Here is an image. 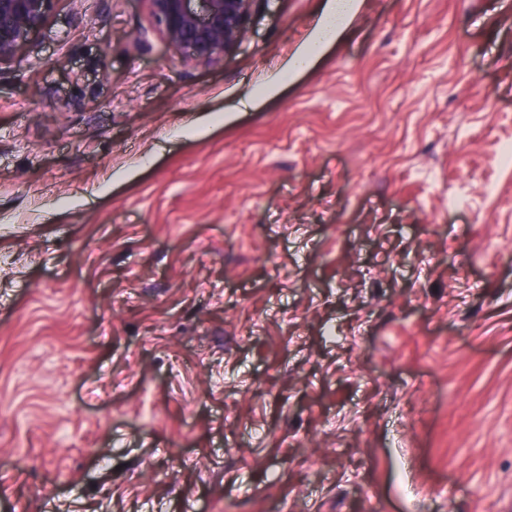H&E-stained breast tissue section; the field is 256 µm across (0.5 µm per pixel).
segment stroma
I'll use <instances>...</instances> for the list:
<instances>
[{
    "instance_id": "obj_1",
    "label": "stroma",
    "mask_w": 512,
    "mask_h": 512,
    "mask_svg": "<svg viewBox=\"0 0 512 512\" xmlns=\"http://www.w3.org/2000/svg\"><path fill=\"white\" fill-rule=\"evenodd\" d=\"M324 3L0 62V512H512V0ZM255 1L147 0L154 25L186 67L221 62L243 39ZM323 13L316 26V34L311 45L296 53L287 63L284 74L299 73L308 69L316 60V48L321 49L336 40L352 18L357 0H327Z\"/></svg>"
}]
</instances>
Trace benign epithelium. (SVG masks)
I'll return each instance as SVG.
<instances>
[{
  "label": "benign epithelium",
  "instance_id": "obj_1",
  "mask_svg": "<svg viewBox=\"0 0 512 512\" xmlns=\"http://www.w3.org/2000/svg\"><path fill=\"white\" fill-rule=\"evenodd\" d=\"M57 0H0V60L14 56L43 28ZM164 40L186 67L214 64L246 33L255 0H147Z\"/></svg>",
  "mask_w": 512,
  "mask_h": 512
}]
</instances>
